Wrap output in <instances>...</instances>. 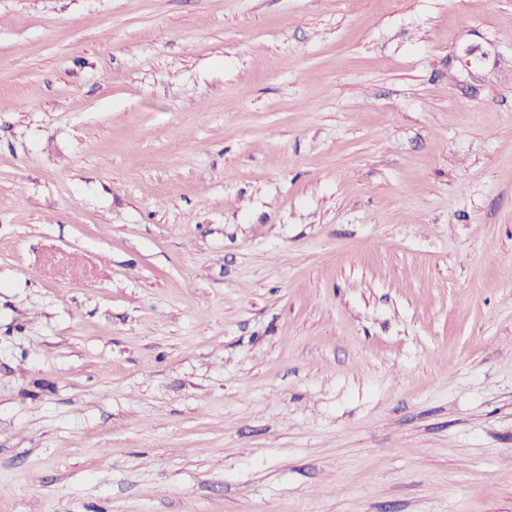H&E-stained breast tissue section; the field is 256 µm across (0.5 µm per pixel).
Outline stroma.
I'll return each instance as SVG.
<instances>
[{"mask_svg": "<svg viewBox=\"0 0 512 512\" xmlns=\"http://www.w3.org/2000/svg\"><path fill=\"white\" fill-rule=\"evenodd\" d=\"M0 512H512V0H0Z\"/></svg>", "mask_w": 512, "mask_h": 512, "instance_id": "1", "label": "stroma"}]
</instances>
